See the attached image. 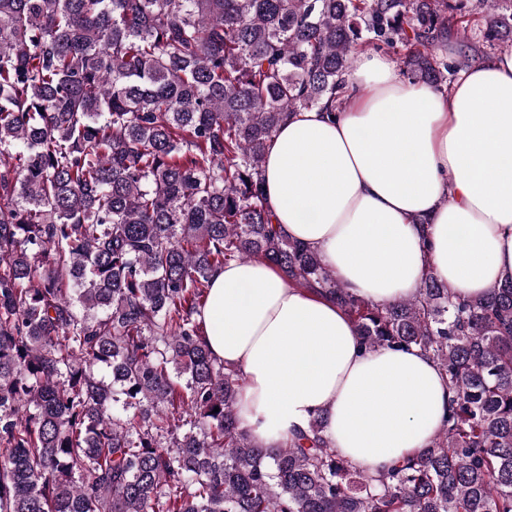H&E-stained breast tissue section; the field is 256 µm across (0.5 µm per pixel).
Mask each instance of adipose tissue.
Wrapping results in <instances>:
<instances>
[{
    "instance_id": "1",
    "label": "adipose tissue",
    "mask_w": 512,
    "mask_h": 512,
    "mask_svg": "<svg viewBox=\"0 0 512 512\" xmlns=\"http://www.w3.org/2000/svg\"><path fill=\"white\" fill-rule=\"evenodd\" d=\"M347 82L342 111L292 114L269 143L274 224L380 305L412 297L429 269L462 299L512 275V54L443 91L362 52ZM201 319L214 357L247 378L240 416L259 447H285L292 425L319 414L340 455L378 472L441 427L450 394L431 358L365 351L334 300L267 263L213 272Z\"/></svg>"
}]
</instances>
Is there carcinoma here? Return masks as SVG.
I'll return each instance as SVG.
<instances>
[{"label":"carcinoma","instance_id":"carcinoma-1","mask_svg":"<svg viewBox=\"0 0 512 512\" xmlns=\"http://www.w3.org/2000/svg\"><path fill=\"white\" fill-rule=\"evenodd\" d=\"M479 9L511 47L512 0H0V512H512V276L368 302L262 190L282 121L342 109L356 47L404 46L402 74L446 89L468 55L432 45ZM251 260L333 298L366 351L437 361L425 451L372 475L320 415L254 444L196 318Z\"/></svg>","mask_w":512,"mask_h":512}]
</instances>
